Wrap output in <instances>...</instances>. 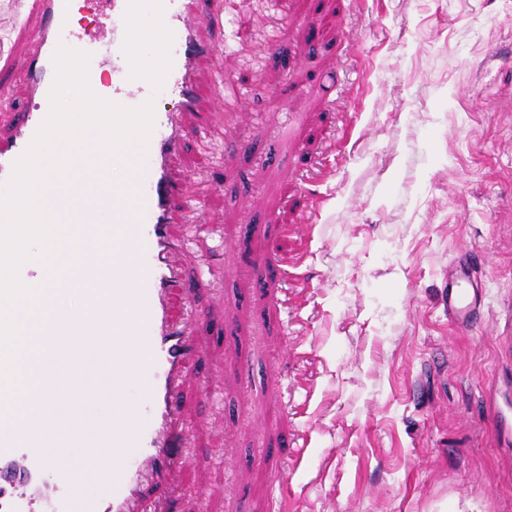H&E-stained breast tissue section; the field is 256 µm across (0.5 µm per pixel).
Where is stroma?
I'll list each match as a JSON object with an SVG mask.
<instances>
[{
  "label": "stroma",
  "mask_w": 512,
  "mask_h": 512,
  "mask_svg": "<svg viewBox=\"0 0 512 512\" xmlns=\"http://www.w3.org/2000/svg\"><path fill=\"white\" fill-rule=\"evenodd\" d=\"M211 8L171 163L168 308L194 346L167 512H512V0ZM81 14L111 85L102 8ZM37 23L0 0L1 138ZM464 264L466 332L442 301Z\"/></svg>",
  "instance_id": "35a3bbf8"
}]
</instances>
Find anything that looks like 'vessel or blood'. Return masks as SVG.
Here are the masks:
<instances>
[{
    "instance_id": "1",
    "label": "vessel or blood",
    "mask_w": 512,
    "mask_h": 512,
    "mask_svg": "<svg viewBox=\"0 0 512 512\" xmlns=\"http://www.w3.org/2000/svg\"><path fill=\"white\" fill-rule=\"evenodd\" d=\"M112 26L100 34L112 48L110 100L125 106L147 101L150 85L129 79V66L122 52L127 0H107ZM206 0H164V22L174 35L172 68L164 87L170 106L155 115V128L140 174L132 176V188L143 209L141 220L126 223L127 206L113 198L111 211H101L88 201L76 214L60 206L79 226L86 263L94 287L80 295L91 318L75 319L69 326L73 344L82 348L58 381L67 398L70 416L46 421L41 407L0 428V512H33L41 501L45 512H145L138 495L144 482H164L177 464L175 450L179 433L172 420L185 369L187 338L174 330L166 307V288L176 277L171 262L179 243L169 240L165 224L174 188L167 162L184 135L180 117L195 107L194 58L217 51V44L201 43L197 27L207 15ZM41 25L31 39L29 67L34 106L18 113L13 131L0 139V182L6 181L14 161L31 143L49 110V92L54 80L53 54L68 20L61 0H31ZM112 244L102 253L101 242ZM479 289L448 291V318L455 327H472L471 312ZM112 313V336L116 343L111 357L91 347L101 333V314ZM135 375L148 411L133 418L125 399L112 402V412L94 419L79 411L91 403L107 400L105 378L124 383ZM28 477L29 492H20L19 482L9 478L10 469Z\"/></svg>"
}]
</instances>
